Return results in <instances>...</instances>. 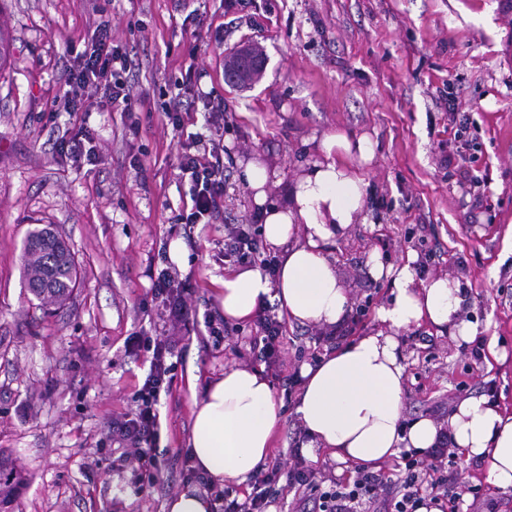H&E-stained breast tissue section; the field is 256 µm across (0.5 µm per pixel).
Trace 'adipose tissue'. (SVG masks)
<instances>
[{"instance_id":"obj_1","label":"adipose tissue","mask_w":512,"mask_h":512,"mask_svg":"<svg viewBox=\"0 0 512 512\" xmlns=\"http://www.w3.org/2000/svg\"><path fill=\"white\" fill-rule=\"evenodd\" d=\"M315 163L296 184L290 205L266 203L269 175L258 164L245 170L260 206L262 233L272 246H285L276 280L246 269L226 273L219 290L225 320H251L264 302H278L288 320L331 326L345 315L349 298L324 246L342 235L364 208L366 182L348 162L373 157L368 136L325 134ZM375 277L390 281V297L377 311L380 331L359 336L305 365L296 405L309 442L307 453L378 467L401 450L434 447L439 425L428 417L403 424L405 368L399 331L425 322L437 332L473 341L476 331L462 317V287L445 277L417 282L412 262L396 267L374 263ZM280 421L272 387L262 371L231 366L210 383L193 411L188 438L196 465L215 481H241L267 460ZM448 433L467 458L485 463L486 480L512 490V413L485 397L457 402Z\"/></svg>"}]
</instances>
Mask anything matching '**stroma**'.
Returning <instances> with one entry per match:
<instances>
[{"instance_id": "stroma-1", "label": "stroma", "mask_w": 512, "mask_h": 512, "mask_svg": "<svg viewBox=\"0 0 512 512\" xmlns=\"http://www.w3.org/2000/svg\"><path fill=\"white\" fill-rule=\"evenodd\" d=\"M116 42L133 47L135 98L156 104L184 81L188 65L201 92L222 97L219 132L230 149L224 218L179 219L189 185L160 116L133 133L119 110L91 106L54 114L63 89L65 43L98 14ZM222 28L198 37L194 14ZM12 55L0 68V466L23 478L5 512H165L187 489L181 461L195 401L225 367H252L243 344L255 325L228 323L222 339L205 328L181 341L170 395L160 398L158 450L169 470L149 490L119 467L112 421L135 406L151 354H128L132 336H164L169 326L150 291L182 240L180 277L199 311L220 313L224 227L249 224L258 210L244 178L248 163L269 175L268 203L284 206L303 173L321 160L323 134L369 136L372 160L363 218L331 242L328 256L348 296L339 328L353 338L377 331L389 297L373 262L398 266L416 255L420 281L461 282L463 316L496 352L471 347L427 325L398 339L405 366L403 418L447 424L455 403L493 386L512 410V0H0ZM258 43L268 64L240 90L224 81L228 52ZM461 110L449 114L442 97ZM91 129L99 160L76 167L54 152L62 132ZM138 157L140 166L130 164ZM53 225L69 242L79 279L65 303H43L23 284L29 229ZM280 410L274 455L307 443L295 397L273 383ZM479 488L472 512H512V491L458 461Z\"/></svg>"}]
</instances>
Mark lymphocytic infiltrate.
I'll list each match as a JSON object with an SVG mask.
<instances>
[{
  "mask_svg": "<svg viewBox=\"0 0 512 512\" xmlns=\"http://www.w3.org/2000/svg\"><path fill=\"white\" fill-rule=\"evenodd\" d=\"M64 54L68 66L64 72L63 93L56 101L60 112H84L89 108L87 90L101 92L103 101L122 111H134L131 77L135 70L132 49L115 44L110 21L94 22L84 37L83 51L66 44ZM203 110L211 117L224 114V101L208 93L194 92L191 97L166 105L163 114L177 140L179 175L189 184L190 203L184 206L180 218L186 224H211L224 209V157L228 149L218 134L204 135L188 129L187 115ZM224 259L238 265H256L268 276L276 274V259L267 254L252 224H228L224 227ZM151 293L164 304L171 324L189 329L196 321V309L188 301L175 268L161 269L155 277ZM255 336L250 337L249 351L254 362L263 364L268 372L293 388L298 372L286 369L282 353L285 345V324L279 318L277 305L264 304L256 315ZM179 340L174 336L133 337L129 349L136 352L151 350L149 372L135 397V407L122 420L115 422L112 432L126 444L124 460L140 472L148 485L157 484L163 464L156 443L160 428V396L170 392L175 377ZM456 450L447 434L440 432L434 448L419 456L405 454L404 466L389 475L382 471L355 468L346 482L320 490L315 470L307 465L299 449H291L288 460L274 459L271 467L254 471L250 476L251 491L245 500L230 497L210 479L202 485L221 512H267L275 502L271 491L275 482H283L285 490L297 492L295 512H357L360 501L381 500L383 512H415L422 494L442 497L448 502V512H463L461 493L455 492L456 474L444 468V462L455 456Z\"/></svg>",
  "mask_w": 512,
  "mask_h": 512,
  "instance_id": "lymphocytic-infiltrate-1",
  "label": "lymphocytic infiltrate"
}]
</instances>
